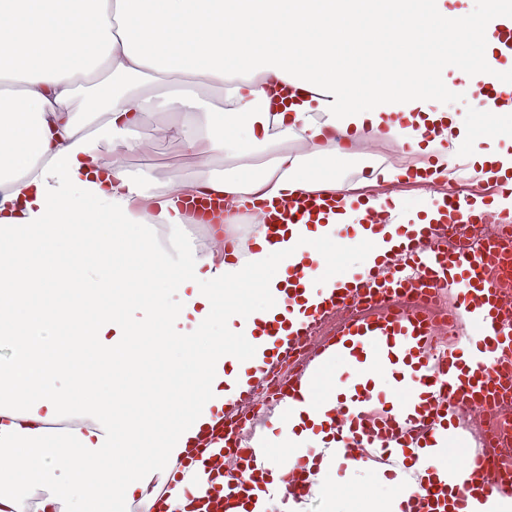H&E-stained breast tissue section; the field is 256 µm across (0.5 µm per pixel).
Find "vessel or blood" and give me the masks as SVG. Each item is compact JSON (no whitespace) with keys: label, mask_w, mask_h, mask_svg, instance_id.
I'll return each instance as SVG.
<instances>
[{"label":"vessel or blood","mask_w":512,"mask_h":512,"mask_svg":"<svg viewBox=\"0 0 512 512\" xmlns=\"http://www.w3.org/2000/svg\"><path fill=\"white\" fill-rule=\"evenodd\" d=\"M476 107H512V80L503 78L480 84L475 95ZM334 197L320 192L301 191L286 201L267 207L265 239L274 242L285 224L315 222L320 215L335 210ZM187 217L211 224L224 221V198L206 195L204 202L188 201L181 207ZM443 221L427 225L420 237L401 243L403 265L389 276L359 272L350 286L335 289L322 305H307L299 283L310 277L317 265L310 259L289 266L291 284L280 300L288 314H303L300 326L288 336H281L279 322L260 326L269 348L261 363L248 368V375L268 374L287 352L303 343L312 328L338 312L349 317L339 330L343 336L369 339V365L382 369L393 350L408 349L411 357L403 377L404 385L387 401V409L369 414L368 406L378 398L375 382L356 387L355 405L337 409V425H349L344 437V454L352 459L373 455L386 462L400 457L416 464L428 446H437L449 424L463 410H488L512 396V316L501 300L498 271L504 257V245L498 235L486 233L483 217L463 204L455 194L444 197ZM455 292L458 306L450 315L461 335L471 337L468 352L450 351L437 356L433 349L437 336L430 302L447 292ZM339 354L332 343H324L310 357L299 375L289 379V395L300 396L302 377H314ZM422 390L424 402L417 416L401 417L403 402L409 393ZM252 425L242 421L208 429L188 449L191 460H204L212 480L204 486H190L187 498L214 512H236L247 491L241 477L255 470L264 451L252 446ZM235 473L236 481L216 484L219 475ZM307 459H300L288 475L287 496H309L312 482ZM512 484V469L492 470L484 455L456 453L448 458V477L427 482L424 493L409 503L410 512H448L456 507L463 512L467 494L481 492L493 485Z\"/></svg>","instance_id":"vessel-or-blood-1"}]
</instances>
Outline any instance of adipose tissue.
<instances>
[{"mask_svg": "<svg viewBox=\"0 0 512 512\" xmlns=\"http://www.w3.org/2000/svg\"><path fill=\"white\" fill-rule=\"evenodd\" d=\"M448 14L445 0H0V344L10 350L0 360V483L10 486L0 512H24L20 493L36 485L47 488L37 512H111L135 495L151 512L153 480L175 474L167 512H187L182 489L205 472L199 462L180 467L179 456L208 408L246 389V367L266 350L254 323L277 315L287 266L317 262L314 304L335 288L348 251L376 268L400 233L441 217L439 205L411 213L400 194L365 195L338 180L341 138L426 149L444 178V142L465 133L476 161L512 166L483 148L512 135V114L448 119L440 110L448 87L428 74L462 65L458 91L471 96L497 46L491 29L462 15L455 45L435 38ZM474 40L485 54H461L460 42ZM104 67L193 86L167 95L176 119L161 133L203 162L260 147L271 163L145 186L126 159L143 148L134 131L151 93L118 90L73 109L79 78ZM280 82L308 99L272 111L267 89ZM201 89L225 90L224 107L201 111ZM443 121L447 129L428 137ZM301 145L326 159L321 172L306 166ZM206 190L223 194L228 210L255 208L256 248L238 263L224 260L223 225L210 226L206 247L186 239L178 205ZM301 190L341 192V212L268 244L260 202ZM371 211L386 222H366ZM217 306L231 329L212 340ZM320 387L321 405L287 398L272 417L288 448L287 463L272 469V501L311 450L320 458L314 490L330 493L325 477L343 458L335 364ZM443 471L435 457L401 474L388 512H405L428 475Z\"/></svg>", "mask_w": 512, "mask_h": 512, "instance_id": "ef3b65f1", "label": "adipose tissue"}]
</instances>
